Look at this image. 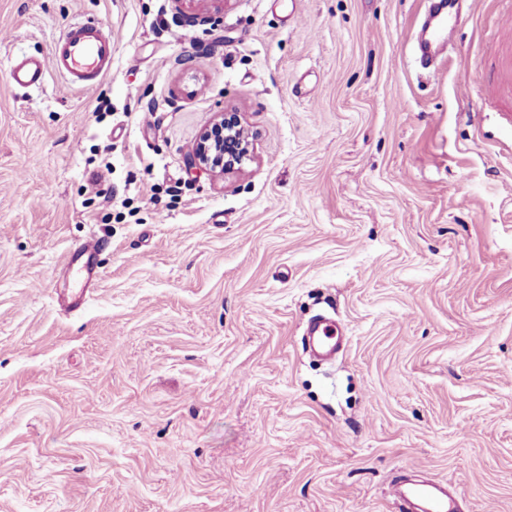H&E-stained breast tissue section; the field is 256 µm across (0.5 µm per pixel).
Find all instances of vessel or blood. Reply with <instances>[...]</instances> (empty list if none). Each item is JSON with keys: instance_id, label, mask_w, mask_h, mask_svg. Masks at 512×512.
Instances as JSON below:
<instances>
[{"instance_id": "b4317fda", "label": "vessel or blood", "mask_w": 512, "mask_h": 512, "mask_svg": "<svg viewBox=\"0 0 512 512\" xmlns=\"http://www.w3.org/2000/svg\"><path fill=\"white\" fill-rule=\"evenodd\" d=\"M458 0H438L419 37L424 56L437 57L452 44L457 26ZM112 70V39L101 27L88 21L67 28L53 43L49 55L18 56L10 62V76L19 87L42 86L47 75L55 72L75 87L83 90L94 88ZM496 84L512 92V43L501 47L496 67ZM100 244L89 238L70 253L68 267L74 270L79 289L67 295L69 305H80L85 290L97 276L92 259ZM343 341L341 326L335 319L314 318L305 335L309 351L322 359L333 357ZM390 494L399 504L414 499L424 500L422 512H463L462 501L456 492L431 482L408 485L395 480Z\"/></svg>"}]
</instances>
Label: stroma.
<instances>
[{
    "label": "stroma",
    "instance_id": "1",
    "mask_svg": "<svg viewBox=\"0 0 512 512\" xmlns=\"http://www.w3.org/2000/svg\"><path fill=\"white\" fill-rule=\"evenodd\" d=\"M426 8L0 0V512H399L410 470L512 512V0H472L429 67ZM88 19L98 86L11 82ZM229 111L253 161L188 168ZM321 312L330 364L300 344ZM501 52L496 67V85L512 93V42L501 44ZM100 244L94 238H88L81 242L70 252L68 269L74 270L79 285V291L69 290L70 293L64 298L72 306H79L82 303L84 293L97 276V269L92 259L97 253Z\"/></svg>",
    "mask_w": 512,
    "mask_h": 512
}]
</instances>
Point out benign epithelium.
<instances>
[{
    "label": "benign epithelium",
    "mask_w": 512,
    "mask_h": 512,
    "mask_svg": "<svg viewBox=\"0 0 512 512\" xmlns=\"http://www.w3.org/2000/svg\"><path fill=\"white\" fill-rule=\"evenodd\" d=\"M206 2L214 5V14L201 19L203 23H215V14L231 0H171L176 12H181L185 5ZM249 146L245 142V134L241 128L239 117L234 112H226L202 134L200 143L192 149L188 156L191 169L216 171L243 167L250 161Z\"/></svg>",
    "instance_id": "benign-epithelium-1"
}]
</instances>
